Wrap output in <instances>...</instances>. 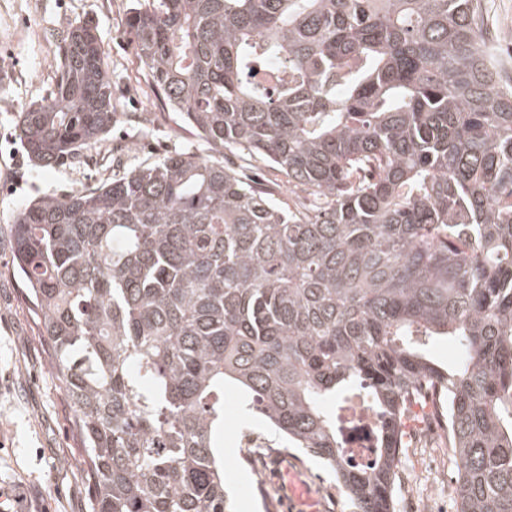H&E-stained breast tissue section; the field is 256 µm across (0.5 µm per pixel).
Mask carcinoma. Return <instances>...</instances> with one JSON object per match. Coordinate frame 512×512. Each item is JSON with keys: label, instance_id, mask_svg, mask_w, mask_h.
<instances>
[{"label": "carcinoma", "instance_id": "1", "mask_svg": "<svg viewBox=\"0 0 512 512\" xmlns=\"http://www.w3.org/2000/svg\"><path fill=\"white\" fill-rule=\"evenodd\" d=\"M480 0H155L129 18L146 81L211 156L139 165L14 217L96 512H224V387L391 512L404 417L440 389L456 512H512V79ZM96 28L17 136L85 162L116 122ZM242 151L300 196L225 160ZM446 336V366L428 345ZM377 418L356 465L340 413Z\"/></svg>", "mask_w": 512, "mask_h": 512}]
</instances>
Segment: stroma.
Wrapping results in <instances>:
<instances>
[{"instance_id": "1", "label": "stroma", "mask_w": 512, "mask_h": 512, "mask_svg": "<svg viewBox=\"0 0 512 512\" xmlns=\"http://www.w3.org/2000/svg\"><path fill=\"white\" fill-rule=\"evenodd\" d=\"M482 37L512 73V0H483ZM152 0H0V512H94L73 435L74 412L52 350L13 269L17 209L46 193L111 180L174 152L204 157L206 143L174 112L162 111L127 34L133 11ZM96 26L119 117L87 165L42 169L16 137L23 110L53 88L61 33ZM406 448L394 467L393 512H455L456 456H438L441 437L426 407L412 405ZM226 512H355L319 460L284 443L264 422L246 421L240 393L224 390Z\"/></svg>"}]
</instances>
